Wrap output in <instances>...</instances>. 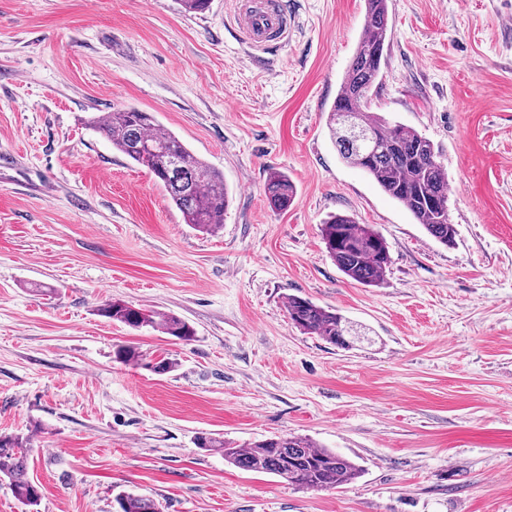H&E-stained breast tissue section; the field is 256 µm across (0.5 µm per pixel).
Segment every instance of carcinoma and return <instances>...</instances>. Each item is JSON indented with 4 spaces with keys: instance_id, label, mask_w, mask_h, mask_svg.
Here are the masks:
<instances>
[{
    "instance_id": "obj_1",
    "label": "carcinoma",
    "mask_w": 512,
    "mask_h": 512,
    "mask_svg": "<svg viewBox=\"0 0 512 512\" xmlns=\"http://www.w3.org/2000/svg\"><path fill=\"white\" fill-rule=\"evenodd\" d=\"M389 45L388 0H365L362 37L336 94L328 118L340 158L366 172L392 199L403 205L426 232L444 245L455 241L450 219L448 175L434 144L417 130L392 123L372 111L371 91L381 73ZM91 123L112 143V148L147 168L160 182L184 223L214 235L224 224L229 205L224 176L191 151L177 135L161 127L154 115L136 108L101 112ZM288 175L271 169L265 195L272 209L284 211L295 198ZM329 256L350 279L364 286H379L391 260L384 237L369 224L347 214H334L322 225ZM284 307L290 321L304 333L346 349L357 335L336 310L290 295ZM102 316L132 329L152 328L181 342L195 338L193 326L173 313H161L120 301L99 309ZM201 445L224 452V460L246 471L276 474L289 483L311 490L341 487L361 473L352 460L301 436H276L242 448L216 437ZM30 438L0 434V475L13 495L27 506L41 499L40 488L28 477ZM122 512H158L147 496L120 493Z\"/></svg>"
}]
</instances>
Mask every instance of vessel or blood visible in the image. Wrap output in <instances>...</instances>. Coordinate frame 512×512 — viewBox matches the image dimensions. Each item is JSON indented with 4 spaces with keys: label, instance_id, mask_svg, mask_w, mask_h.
<instances>
[{
    "label": "vessel or blood",
    "instance_id": "vessel-or-blood-1",
    "mask_svg": "<svg viewBox=\"0 0 512 512\" xmlns=\"http://www.w3.org/2000/svg\"><path fill=\"white\" fill-rule=\"evenodd\" d=\"M229 17L254 56L270 53L288 41L285 0H231Z\"/></svg>",
    "mask_w": 512,
    "mask_h": 512
}]
</instances>
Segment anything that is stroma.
Returning <instances> with one entry per match:
<instances>
[{"label": "stroma", "mask_w": 512, "mask_h": 512, "mask_svg": "<svg viewBox=\"0 0 512 512\" xmlns=\"http://www.w3.org/2000/svg\"><path fill=\"white\" fill-rule=\"evenodd\" d=\"M287 2V44L255 62L226 0H0V433L32 437L38 512H115L123 490L160 512H512V0H389L371 106L441 148L451 246L331 140L365 0ZM124 106L223 174L221 231L184 224L88 126ZM271 169L296 187L288 211L268 205ZM332 213L384 236L381 285L330 258ZM290 295L364 340L305 334ZM117 300L196 338L99 316ZM290 434L360 477L301 489L197 444Z\"/></svg>", "instance_id": "obj_1"}]
</instances>
